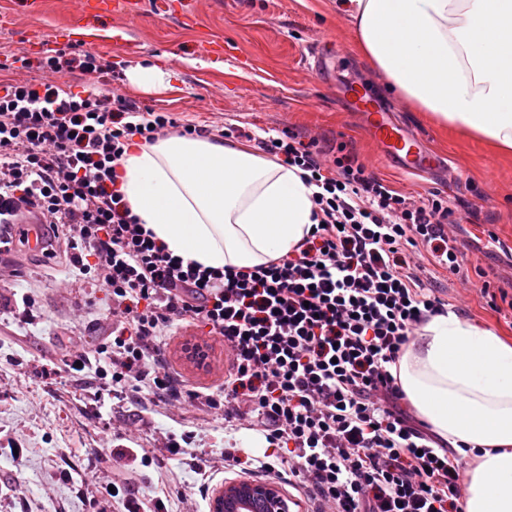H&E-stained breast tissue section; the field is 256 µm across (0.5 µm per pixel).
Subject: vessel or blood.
Instances as JSON below:
<instances>
[{
	"instance_id": "b4317fda",
	"label": "vessel or blood",
	"mask_w": 512,
	"mask_h": 512,
	"mask_svg": "<svg viewBox=\"0 0 512 512\" xmlns=\"http://www.w3.org/2000/svg\"><path fill=\"white\" fill-rule=\"evenodd\" d=\"M129 0H95L78 25V36L81 41L93 43L99 35V20L115 10L126 8ZM352 111L360 113L367 131L386 160L393 163L401 171L437 170L441 161L439 156L429 152L422 140L405 130L392 120L384 104L375 98L363 86L349 87L343 91Z\"/></svg>"
}]
</instances>
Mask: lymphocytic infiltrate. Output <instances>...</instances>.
Returning a JSON list of instances; mask_svg holds the SVG:
<instances>
[{"label":"lymphocytic infiltrate","mask_w":512,"mask_h":512,"mask_svg":"<svg viewBox=\"0 0 512 512\" xmlns=\"http://www.w3.org/2000/svg\"><path fill=\"white\" fill-rule=\"evenodd\" d=\"M0 83V223L24 214L64 228L71 262L112 303L113 328L72 373L96 361L99 393L180 401L161 357L184 321L222 337L223 385L191 401L252 419L314 512H460L461 456L424 431L390 368L415 329L446 303L427 266L459 274L453 229L461 217L441 193L414 200L354 154L326 163L317 141L284 131L258 138L265 154L298 168L314 223L288 254L224 270L184 262L156 241L116 187L134 141L236 130L181 122L140 107L112 85L103 55L71 45L13 56ZM93 85L72 91V74Z\"/></svg>","instance_id":"f902f5d3"}]
</instances>
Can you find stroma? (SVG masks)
Wrapping results in <instances>:
<instances>
[{
  "label": "stroma",
  "mask_w": 512,
  "mask_h": 512,
  "mask_svg": "<svg viewBox=\"0 0 512 512\" xmlns=\"http://www.w3.org/2000/svg\"><path fill=\"white\" fill-rule=\"evenodd\" d=\"M134 12L102 18L94 46L119 73L117 88L141 107L181 120L218 122L254 136L288 130L316 139L328 157L353 152L376 176L413 199L442 191L451 208L469 212L456 230L462 272L435 271L449 311L483 325L512 345V321L491 309L480 288L512 301V157L494 154L474 139L440 129L395 97L383 103L444 160L430 174H404L374 145L337 87L358 82L381 90L354 45L336 0H137ZM86 0H42L29 14L23 0H0V48L36 53L60 43L58 34L83 13ZM122 31L125 46L112 40ZM328 61L316 69L315 55ZM157 65L173 88L146 91L135 70ZM55 255L34 241L0 254V512H124L109 486L118 475L137 479L146 507L165 512H209L224 485L267 482L259 461L268 444L253 429L230 427L221 414L184 403H144L123 395L98 402L94 369L83 381L41 378L47 361L88 352L112 331L111 302L91 279L74 277L64 242ZM29 295L25 312L11 309ZM209 348L198 369L183 346ZM163 358L188 387L221 384L229 365L224 343L206 329L182 324L165 340ZM112 457L111 470L91 471L97 451ZM251 458L250 469L225 470V455Z\"/></svg>",
  "instance_id": "stroma-1"
}]
</instances>
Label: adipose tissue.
Wrapping results in <instances>:
<instances>
[{
	"label": "adipose tissue",
	"instance_id": "adipose-tissue-1",
	"mask_svg": "<svg viewBox=\"0 0 512 512\" xmlns=\"http://www.w3.org/2000/svg\"><path fill=\"white\" fill-rule=\"evenodd\" d=\"M359 55L387 91L440 128L512 156V0H337ZM117 187L172 254L253 267L310 232L312 191L297 168L241 146L170 136L131 146ZM434 433L482 452L464 512H512V346L456 313L428 317L396 366Z\"/></svg>",
	"mask_w": 512,
	"mask_h": 512
}]
</instances>
